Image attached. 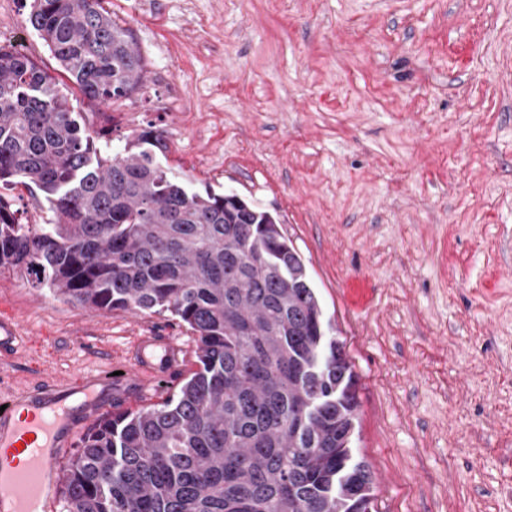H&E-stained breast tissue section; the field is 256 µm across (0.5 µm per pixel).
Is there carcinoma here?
<instances>
[{
    "label": "carcinoma",
    "mask_w": 512,
    "mask_h": 512,
    "mask_svg": "<svg viewBox=\"0 0 512 512\" xmlns=\"http://www.w3.org/2000/svg\"><path fill=\"white\" fill-rule=\"evenodd\" d=\"M104 0H33L26 17L91 106L137 93L146 64ZM56 79L0 46V186L40 190L21 224L0 194V271L82 309L169 312L198 369L162 403L105 416L64 477L76 512H360L356 380L279 221L189 190L148 127L114 152Z\"/></svg>",
    "instance_id": "obj_1"
}]
</instances>
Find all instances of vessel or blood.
<instances>
[{"label":"vessel or blood","mask_w":512,"mask_h":512,"mask_svg":"<svg viewBox=\"0 0 512 512\" xmlns=\"http://www.w3.org/2000/svg\"><path fill=\"white\" fill-rule=\"evenodd\" d=\"M22 330L17 317H0V356L24 344ZM181 363L173 340L144 336L122 374L108 366L11 393L0 411V512H51L59 465L77 430L111 404L113 394L135 391L146 375L165 378Z\"/></svg>","instance_id":"1"}]
</instances>
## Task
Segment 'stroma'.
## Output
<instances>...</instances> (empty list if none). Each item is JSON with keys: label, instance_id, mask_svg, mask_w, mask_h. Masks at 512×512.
I'll use <instances>...</instances> for the list:
<instances>
[{"label": "stroma", "instance_id": "obj_1", "mask_svg": "<svg viewBox=\"0 0 512 512\" xmlns=\"http://www.w3.org/2000/svg\"><path fill=\"white\" fill-rule=\"evenodd\" d=\"M147 63L94 115L110 146L152 126L189 189L277 217L357 375L377 512H512V0H104ZM0 0V45L59 65ZM368 280L355 314L349 280ZM27 348L0 395L109 365L139 337L189 361L111 411L168 397L197 344L170 314L84 311L0 275Z\"/></svg>", "mask_w": 512, "mask_h": 512}]
</instances>
